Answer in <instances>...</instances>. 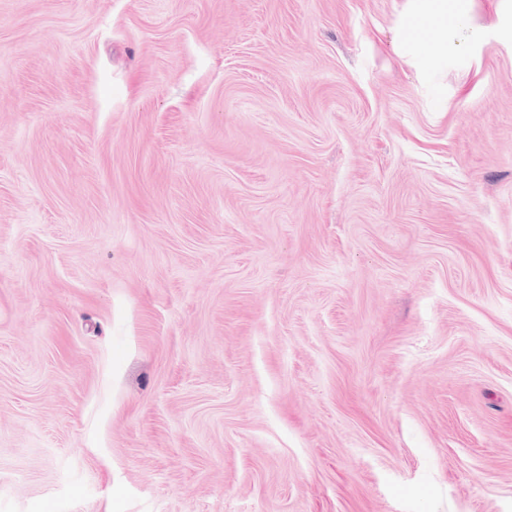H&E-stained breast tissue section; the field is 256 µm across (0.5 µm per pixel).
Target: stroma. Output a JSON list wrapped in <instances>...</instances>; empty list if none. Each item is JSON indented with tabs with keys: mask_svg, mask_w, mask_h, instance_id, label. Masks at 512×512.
<instances>
[{
	"mask_svg": "<svg viewBox=\"0 0 512 512\" xmlns=\"http://www.w3.org/2000/svg\"><path fill=\"white\" fill-rule=\"evenodd\" d=\"M0 0V512H512V0Z\"/></svg>",
	"mask_w": 512,
	"mask_h": 512,
	"instance_id": "stroma-1",
	"label": "stroma"
}]
</instances>
